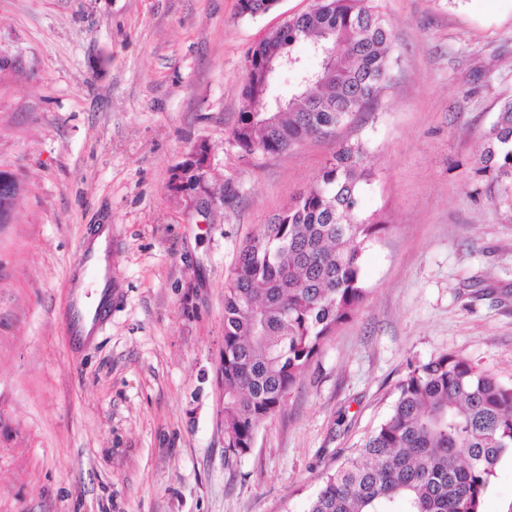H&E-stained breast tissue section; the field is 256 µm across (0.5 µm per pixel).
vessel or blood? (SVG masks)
I'll list each match as a JSON object with an SVG mask.
<instances>
[{
    "label": "vessel or blood",
    "instance_id": "b4317fda",
    "mask_svg": "<svg viewBox=\"0 0 512 512\" xmlns=\"http://www.w3.org/2000/svg\"><path fill=\"white\" fill-rule=\"evenodd\" d=\"M111 249V239H104L98 248L85 249L72 266L71 294L67 315L69 317V334L75 343H84L90 329L101 323L107 307L112 304L114 283L112 270L108 265ZM86 274L94 278L100 292L98 305H89L85 299L82 290V277Z\"/></svg>",
    "mask_w": 512,
    "mask_h": 512
}]
</instances>
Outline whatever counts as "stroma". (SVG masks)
Segmentation results:
<instances>
[{"label":"stroma","mask_w":512,"mask_h":512,"mask_svg":"<svg viewBox=\"0 0 512 512\" xmlns=\"http://www.w3.org/2000/svg\"><path fill=\"white\" fill-rule=\"evenodd\" d=\"M392 80L334 136L243 155L251 48L313 0H0V512H307L389 414L409 365L467 358L512 386V217L472 167L512 94V0H375ZM371 144L366 302L243 456L224 452V284L344 142ZM204 188L172 174L198 142ZM110 225L112 309L65 331L70 266ZM483 512H512V452Z\"/></svg>","instance_id":"35a3bbf8"}]
</instances>
